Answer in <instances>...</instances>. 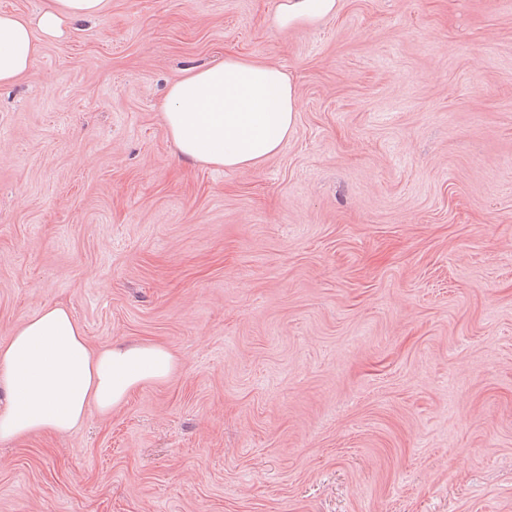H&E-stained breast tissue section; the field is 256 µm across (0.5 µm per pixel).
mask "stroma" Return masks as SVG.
I'll return each instance as SVG.
<instances>
[{"label":"stroma","instance_id":"35a3bbf8","mask_svg":"<svg viewBox=\"0 0 512 512\" xmlns=\"http://www.w3.org/2000/svg\"><path fill=\"white\" fill-rule=\"evenodd\" d=\"M112 0L0 87V343L65 306L172 375L0 441V512H512V0ZM299 92L279 152L178 154L225 53ZM341 0H281L272 17L276 28L313 25L336 15Z\"/></svg>","mask_w":512,"mask_h":512}]
</instances>
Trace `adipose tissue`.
Here are the masks:
<instances>
[{"label": "adipose tissue", "mask_w": 512, "mask_h": 512, "mask_svg": "<svg viewBox=\"0 0 512 512\" xmlns=\"http://www.w3.org/2000/svg\"><path fill=\"white\" fill-rule=\"evenodd\" d=\"M340 0H280L277 28L313 25L336 15ZM111 0H49L35 16L0 14V84L26 73L36 34L55 38L75 20L104 14ZM296 85L279 67L228 54L223 62L191 69L161 104L165 126L182 155L230 169L254 167L274 155L292 129ZM176 365L166 347L114 343L91 351L65 307L50 306L24 320L0 344V440L33 432H67L89 410L106 413L137 388L167 379Z\"/></svg>", "instance_id": "obj_1"}]
</instances>
